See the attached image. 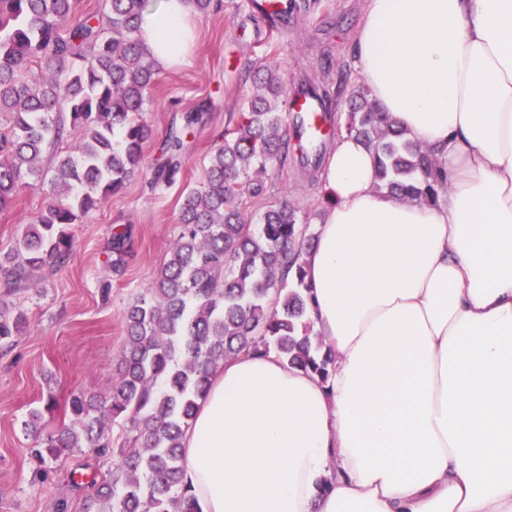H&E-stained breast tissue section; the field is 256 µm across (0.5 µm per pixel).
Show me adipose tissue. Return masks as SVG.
Wrapping results in <instances>:
<instances>
[{"label": "adipose tissue", "mask_w": 512, "mask_h": 512, "mask_svg": "<svg viewBox=\"0 0 512 512\" xmlns=\"http://www.w3.org/2000/svg\"><path fill=\"white\" fill-rule=\"evenodd\" d=\"M193 13H145L157 66L185 62ZM354 47L448 190H379L372 149L337 137L303 257L332 375L226 361L183 436L187 478L203 512H512V0H364Z\"/></svg>", "instance_id": "obj_1"}]
</instances>
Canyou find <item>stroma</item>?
<instances>
[{
	"mask_svg": "<svg viewBox=\"0 0 512 512\" xmlns=\"http://www.w3.org/2000/svg\"><path fill=\"white\" fill-rule=\"evenodd\" d=\"M360 20L361 0H316L284 32L256 23L249 0H212L209 10L197 15L196 42L186 64L159 70L150 91L143 120L151 135L142 168L74 225L67 263L40 271L20 293L0 290V299L26 317L14 345L0 352V512H55L62 498L80 503L87 482L110 467V459L68 452L48 462L42 482H33L35 440L24 429L29 410L54 395L58 407L45 417L46 430L54 431L67 418L72 394L100 395L111 387L112 359L124 343L121 315L152 286L177 238L183 191L200 185L211 152L240 123L254 90L245 79L248 69L277 67L290 90L307 76L331 93L342 76L348 87H356L360 77L351 49ZM198 108L203 119L185 134L175 181L152 185L154 170L167 159L169 127ZM257 179L261 193L240 200L247 221L257 222L269 205L286 198L318 224L323 202L317 177L298 161L269 163ZM55 196L47 179L22 187L0 208V247H8L18 225L32 223ZM125 229L132 232L135 254L115 275L107 266L108 246L113 234Z\"/></svg>",
	"mask_w": 512,
	"mask_h": 512,
	"instance_id": "35a3bbf8",
	"label": "stroma"
}]
</instances>
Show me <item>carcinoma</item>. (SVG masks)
<instances>
[{"label":"carcinoma","mask_w":512,"mask_h":512,"mask_svg":"<svg viewBox=\"0 0 512 512\" xmlns=\"http://www.w3.org/2000/svg\"><path fill=\"white\" fill-rule=\"evenodd\" d=\"M79 0H0V112L13 114L0 131V206L29 181L42 179L50 154L52 183L61 195L31 224H21L0 250V288L26 287L47 265L72 253L71 226L99 207L141 167L150 129L141 120L157 68L137 37L153 0H105L81 14ZM257 92L224 144L211 154L201 185L185 193L181 231L153 286L122 315L125 342L107 394L71 396L69 424L42 434L44 407L25 428L33 481L65 450L88 449L113 458L97 475L79 512H202L186 478L181 440L195 418L211 377L243 352H275L287 365L328 380L336 354L311 334L303 255L315 236L294 205L270 206L249 224L238 206L262 186L252 177L288 160V123L277 99L286 82L274 66L254 74ZM349 93L345 132L374 150L377 187L409 201L434 202L447 190L435 151L409 137L369 101ZM81 140L64 150L70 130ZM168 159L154 173L171 183L183 142L172 132ZM132 256L126 237L112 242L109 267L121 274ZM24 314L0 305V347L14 342ZM120 428L115 435L112 426Z\"/></svg>","instance_id":"1"}]
</instances>
